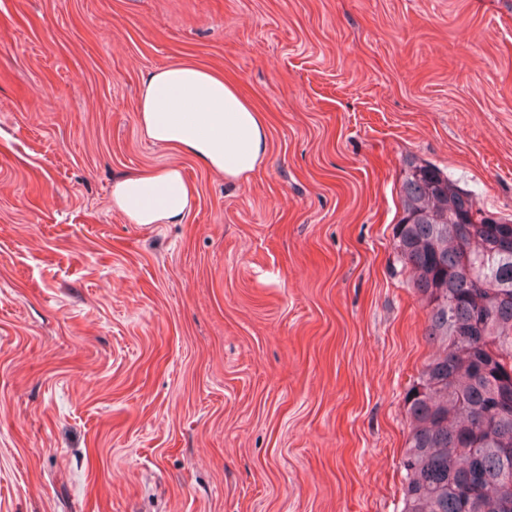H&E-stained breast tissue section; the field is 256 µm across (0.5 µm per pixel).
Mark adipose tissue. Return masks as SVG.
Returning a JSON list of instances; mask_svg holds the SVG:
<instances>
[{"instance_id":"1","label":"adipose tissue","mask_w":512,"mask_h":512,"mask_svg":"<svg viewBox=\"0 0 512 512\" xmlns=\"http://www.w3.org/2000/svg\"><path fill=\"white\" fill-rule=\"evenodd\" d=\"M138 124L150 140L229 182L249 180L267 154L263 113L222 72L194 62L147 73ZM196 194L178 167L142 169L113 183L111 206L132 224H178Z\"/></svg>"}]
</instances>
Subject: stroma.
<instances>
[{
  "instance_id": "stroma-1",
  "label": "stroma",
  "mask_w": 512,
  "mask_h": 512,
  "mask_svg": "<svg viewBox=\"0 0 512 512\" xmlns=\"http://www.w3.org/2000/svg\"><path fill=\"white\" fill-rule=\"evenodd\" d=\"M187 60L263 112L249 182L141 134ZM411 156L512 216V0H0V512H400ZM167 165L182 223L112 210Z\"/></svg>"
}]
</instances>
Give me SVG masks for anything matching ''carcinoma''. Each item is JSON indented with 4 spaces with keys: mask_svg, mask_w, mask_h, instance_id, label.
Instances as JSON below:
<instances>
[{
    "mask_svg": "<svg viewBox=\"0 0 512 512\" xmlns=\"http://www.w3.org/2000/svg\"><path fill=\"white\" fill-rule=\"evenodd\" d=\"M396 254L428 301L436 354L405 397L401 512H512V218L435 165L406 159Z\"/></svg>",
    "mask_w": 512,
    "mask_h": 512,
    "instance_id": "obj_1",
    "label": "carcinoma"
}]
</instances>
